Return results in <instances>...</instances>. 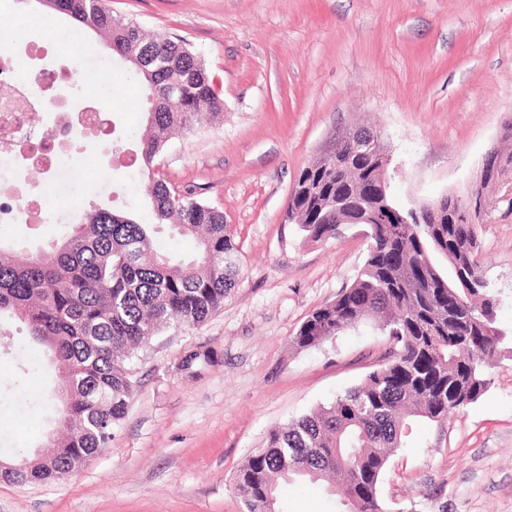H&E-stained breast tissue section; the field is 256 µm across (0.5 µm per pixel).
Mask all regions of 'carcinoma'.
<instances>
[{"label": "carcinoma", "instance_id": "1", "mask_svg": "<svg viewBox=\"0 0 512 512\" xmlns=\"http://www.w3.org/2000/svg\"><path fill=\"white\" fill-rule=\"evenodd\" d=\"M49 10L103 36L138 80L146 125L134 136L135 176L148 216L91 206L75 231L21 258L0 243V322L15 319L47 353L61 379L53 400L64 432L48 451L0 455L14 465L0 480L51 484L85 466L112 440L134 394L138 350L169 328L198 325L224 307L239 268L224 213L174 189L156 159L175 131L224 121L215 76L184 40L147 33L112 13L108 0H50ZM364 224L363 267L336 300L314 310L293 336L316 347L366 322L389 336L390 360L364 380L287 424L271 429L236 471L246 512H282L281 481L322 482L342 512H383L381 477L407 445L412 422L438 425L476 402L488 369L512 336L496 319L492 288L476 260L478 225L444 213L435 224H404L389 176L371 155L350 167L304 168L286 219L302 237L324 242ZM196 240L195 254L161 251L166 234Z\"/></svg>", "mask_w": 512, "mask_h": 512}]
</instances>
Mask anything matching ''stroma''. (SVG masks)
I'll list each match as a JSON object with an SVG mask.
<instances>
[{
  "instance_id": "stroma-1",
  "label": "stroma",
  "mask_w": 512,
  "mask_h": 512,
  "mask_svg": "<svg viewBox=\"0 0 512 512\" xmlns=\"http://www.w3.org/2000/svg\"><path fill=\"white\" fill-rule=\"evenodd\" d=\"M144 29L187 40L216 77L220 125L176 135L161 159L177 189L224 213L239 279L205 323L153 338L135 364V396L110 446L46 486L0 482V512H244L233 477L273 427L309 413L385 362L391 343L369 324L307 350L292 346L306 317L335 300L366 258L354 232L302 242L284 221L299 173L337 139L365 125L381 135L401 205L465 194L491 148L511 146L512 0H111ZM0 28L15 33L12 63L71 69L52 31L73 50L104 55L94 32L38 0H0ZM105 56V55H104ZM108 58V57H107ZM96 93L114 132L87 145L76 193L44 182L43 223H0L23 253L67 230L56 211L135 210L142 187L114 168L113 150L142 128L140 89L127 64L108 58ZM477 261L494 287L499 324L512 329V185L490 196ZM28 342L0 338V448L40 450L57 436L50 389L56 370L14 386ZM213 352L193 370L185 355ZM490 384L448 423L416 425L419 442L389 460L379 493L389 512H512V352ZM288 512H340L320 483L282 485Z\"/></svg>"
}]
</instances>
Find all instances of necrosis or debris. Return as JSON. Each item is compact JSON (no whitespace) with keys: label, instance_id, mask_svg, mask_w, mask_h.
<instances>
[{"label":"necrosis or debris","instance_id":"obj_1","mask_svg":"<svg viewBox=\"0 0 512 512\" xmlns=\"http://www.w3.org/2000/svg\"><path fill=\"white\" fill-rule=\"evenodd\" d=\"M12 92L0 96V175L22 166L57 174L79 135L106 132L110 114L90 89V75L74 80L70 73L42 69L23 79L0 60V84ZM49 110L51 122L36 130L31 115Z\"/></svg>","mask_w":512,"mask_h":512}]
</instances>
